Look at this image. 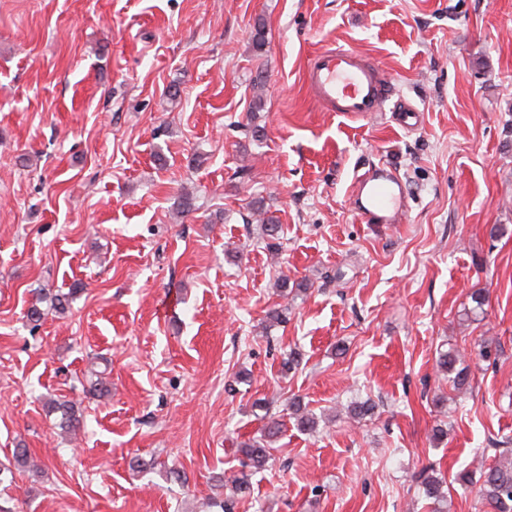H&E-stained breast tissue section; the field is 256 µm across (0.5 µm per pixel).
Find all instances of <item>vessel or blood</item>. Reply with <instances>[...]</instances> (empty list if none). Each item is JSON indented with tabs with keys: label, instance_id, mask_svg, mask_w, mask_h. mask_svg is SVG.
<instances>
[{
	"label": "vessel or blood",
	"instance_id": "vessel-or-blood-1",
	"mask_svg": "<svg viewBox=\"0 0 512 512\" xmlns=\"http://www.w3.org/2000/svg\"><path fill=\"white\" fill-rule=\"evenodd\" d=\"M306 83L312 99L328 112H380L391 98V87L381 69L342 46L322 49L311 58ZM407 194L402 180L384 172L358 179L352 191L356 213L377 224L402 223Z\"/></svg>",
	"mask_w": 512,
	"mask_h": 512
}]
</instances>
